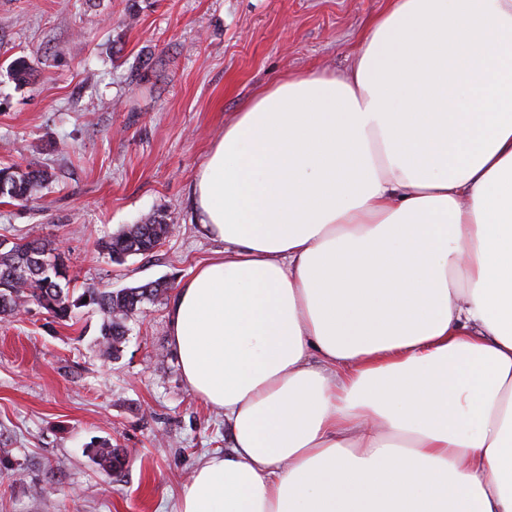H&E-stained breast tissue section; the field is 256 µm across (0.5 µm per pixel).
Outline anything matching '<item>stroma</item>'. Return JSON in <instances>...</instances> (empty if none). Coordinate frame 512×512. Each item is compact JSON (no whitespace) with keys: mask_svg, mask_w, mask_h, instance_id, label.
I'll list each match as a JSON object with an SVG mask.
<instances>
[{"mask_svg":"<svg viewBox=\"0 0 512 512\" xmlns=\"http://www.w3.org/2000/svg\"><path fill=\"white\" fill-rule=\"evenodd\" d=\"M385 0H0V167L45 166L28 205L0 201V238L46 237L72 286L180 285L220 242L199 235L193 175L255 90L288 74L346 68ZM28 57L31 83L7 70ZM151 215L174 232L146 257L112 262L100 240ZM167 300L146 305L119 358L101 315L68 324L29 305L0 320V512H175L224 417L185 385ZM127 456L112 477L90 456Z\"/></svg>","mask_w":512,"mask_h":512,"instance_id":"stroma-1","label":"stroma"}]
</instances>
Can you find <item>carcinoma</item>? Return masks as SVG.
I'll use <instances>...</instances> for the list:
<instances>
[{
	"mask_svg": "<svg viewBox=\"0 0 512 512\" xmlns=\"http://www.w3.org/2000/svg\"><path fill=\"white\" fill-rule=\"evenodd\" d=\"M8 74L18 84L29 83L32 68L24 56L15 58ZM50 180L46 169L28 165L0 167V199L24 204ZM172 229L166 218L154 215L120 230L100 247L113 261L128 256H148ZM69 266L64 252L51 239L0 240V316L9 317L35 303L63 323L75 318L76 310L91 306L102 315L99 343L116 358L126 341L131 324L144 305L158 300L168 290L163 280L148 281L117 290L87 285L81 293L70 289ZM93 458L110 474L123 471L125 458L107 442L91 446Z\"/></svg>",
	"mask_w": 512,
	"mask_h": 512,
	"instance_id": "cac0c4a2",
	"label": "carcinoma"
}]
</instances>
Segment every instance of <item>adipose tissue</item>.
I'll return each mask as SVG.
<instances>
[{"label": "adipose tissue", "instance_id": "adipose-tissue-1", "mask_svg": "<svg viewBox=\"0 0 512 512\" xmlns=\"http://www.w3.org/2000/svg\"><path fill=\"white\" fill-rule=\"evenodd\" d=\"M167 307L224 416L176 512H512V0H386L351 65L259 90Z\"/></svg>", "mask_w": 512, "mask_h": 512}]
</instances>
